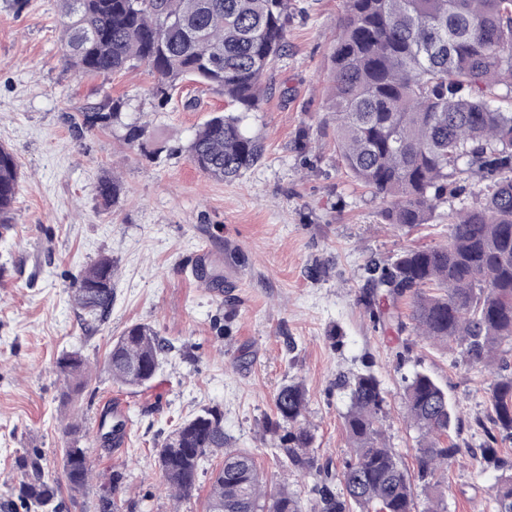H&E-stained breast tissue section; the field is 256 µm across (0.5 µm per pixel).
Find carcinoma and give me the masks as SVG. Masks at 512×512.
I'll return each mask as SVG.
<instances>
[{"label": "carcinoma", "mask_w": 512, "mask_h": 512, "mask_svg": "<svg viewBox=\"0 0 512 512\" xmlns=\"http://www.w3.org/2000/svg\"><path fill=\"white\" fill-rule=\"evenodd\" d=\"M330 56V109L336 151L351 177L380 198L386 223L412 228L431 221L456 180L486 182L478 205L449 224L448 243L406 249L374 264L370 282L384 300L410 299L414 331L458 344L471 364L502 345L512 347V0H346ZM63 59L81 76L110 75L138 64L149 68L162 101L186 78L238 107L208 120L188 144L190 162L206 176L232 181L260 162L263 147L240 113L259 106L264 78L285 53L288 0H61ZM500 100L511 105L504 109ZM120 102L91 104L75 123L81 136L118 120ZM20 175L13 151L0 145V224L11 222ZM103 209L114 201L113 177L98 181ZM112 260L102 257L75 277L74 305L87 323L108 318L114 299ZM164 344L145 324H132L113 343L106 372L142 387L160 367ZM69 400L86 364L76 352L57 361ZM493 422L512 438V374L489 391ZM406 412L420 433L417 477L428 497L441 495V470L459 449L443 445L457 420L447 393L423 372L405 381ZM344 427L351 455L340 475L343 491L317 489L318 512H414L408 474L383 445L385 397L370 372L354 376ZM307 395L298 382L275 395L288 425L290 464L308 469L311 433L300 418ZM67 488L81 492L92 476L90 456L62 449ZM223 456L212 476L206 512H304L288 485H263L253 456L228 445L220 412L179 423L156 457L173 496L196 489L211 455ZM22 484L35 512H58L60 483L41 473ZM496 512H512V472L494 487Z\"/></svg>", "instance_id": "1"}]
</instances>
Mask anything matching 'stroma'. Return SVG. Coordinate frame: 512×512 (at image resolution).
<instances>
[{"mask_svg":"<svg viewBox=\"0 0 512 512\" xmlns=\"http://www.w3.org/2000/svg\"><path fill=\"white\" fill-rule=\"evenodd\" d=\"M345 0H288V52L270 71L266 95L243 126L265 146L263 159L228 182L188 159L198 127L227 111L223 95L187 80L159 102L154 78L138 65L109 77H79L62 59L57 0H0V144L19 165L20 191L9 230L0 233V512H28L20 487L39 459L62 474V450L86 448L94 474L84 493L61 489L60 512H99L103 487L137 512H205L220 457L204 464L191 497L164 485L155 450L182 420L216 409L231 447L253 454L268 486L287 481L306 512L316 485L340 490L349 456L343 428L345 380L373 373L387 403L386 444L416 475L419 433L402 400L405 378L424 371L448 393L459 416L448 443L460 453L443 483L447 512H495L499 473L486 445L512 464V439L498 436L489 388L496 368L467 363L456 344L416 336L408 298L397 302V331L374 322L368 306L371 262L407 248L445 243L453 215L482 197L469 176L439 204L430 224H386L384 204L345 169L328 119V65ZM120 101L117 122L75 136L84 108ZM140 126V144L128 127ZM305 152H298L301 131ZM120 182L109 210L96 199L104 174ZM115 266L112 312L81 324L70 298L75 276L100 256ZM149 325L167 344L145 387L114 383L105 357L131 324ZM79 353L88 373L70 401L56 370ZM307 390L301 422L313 436L311 471L288 467L274 398L285 384ZM129 404L121 453L102 443L97 420L113 398ZM80 440L65 433L68 418Z\"/></svg>","mask_w":512,"mask_h":512,"instance_id":"1","label":"stroma"}]
</instances>
